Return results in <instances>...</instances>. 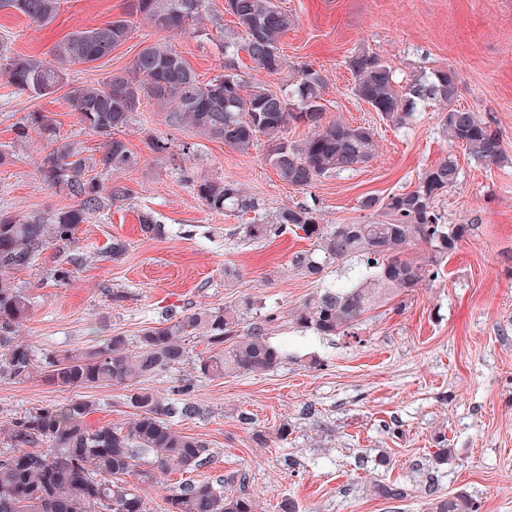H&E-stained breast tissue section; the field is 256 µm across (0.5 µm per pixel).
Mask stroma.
<instances>
[{
    "label": "stroma",
    "instance_id": "obj_1",
    "mask_svg": "<svg viewBox=\"0 0 512 512\" xmlns=\"http://www.w3.org/2000/svg\"><path fill=\"white\" fill-rule=\"evenodd\" d=\"M295 19L281 40L288 62L279 75L237 64L247 77L278 91L297 67L325 79L327 119L370 127L377 139L368 163L319 177L298 189L283 182L266 158L265 142L241 153L170 126L156 101L144 100L121 137L137 157L119 171L93 170L102 192L122 185L129 196L79 225L70 253L82 255L69 282L47 279L63 258L46 250L36 266L12 273L30 300L15 341L36 358L102 345L112 336L136 341L140 331L181 311L221 307L240 296L277 303L290 312L318 288L290 266L292 253L311 249L294 233L261 244L238 239V225L274 222L280 210L305 206L324 224L373 219L367 196L413 188L418 174L443 158L459 163L458 182L436 201L448 223L470 231L449 255L445 274L400 297L398 305L369 312L357 338L322 337L285 325L273 343L285 359L265 374L198 379L194 365L207 355L204 337L188 340L189 356L158 371L147 387L196 413L173 417L176 429L208 442L213 458L196 480L236 473L249 478L257 512H278L290 498L299 512H433L425 476L434 473L443 494L465 493L480 512H512V0H276ZM133 0H62L53 23L38 27L0 10V42L10 52L49 59L51 47L71 32L132 11ZM201 32L159 36L134 20L130 38L92 65L76 64L51 95H18L0 80V146L14 150L0 166V211L22 217L75 205V197L44 184L39 139L15 143L25 115L42 112L60 137L98 156L102 137L82 129L67 103L70 83H97L130 68L140 49L158 38L171 43L200 80L223 73L228 43L240 41L225 0H206ZM361 48L393 66L405 83L435 69L454 73L458 106L492 119L503 158L486 164L468 157L442 132L438 105H419L406 123L384 119L352 91L347 59ZM161 139L164 152L150 143ZM231 181L255 197L257 214L217 213L196 196L193 178ZM153 213L164 232L143 236L140 213ZM127 244L112 260L113 239ZM239 277L225 284V268ZM125 389L59 388L34 378L0 377V427L35 407L77 398L94 402L90 427H127L133 411ZM448 459L436 464L439 436ZM398 481L406 501L373 497L370 486Z\"/></svg>",
    "mask_w": 512,
    "mask_h": 512
}]
</instances>
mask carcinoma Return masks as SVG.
<instances>
[{"mask_svg": "<svg viewBox=\"0 0 512 512\" xmlns=\"http://www.w3.org/2000/svg\"><path fill=\"white\" fill-rule=\"evenodd\" d=\"M231 13L243 34L242 42L225 46V52H244L255 67L267 74L287 66L280 39L294 27L292 15L273 0H230ZM205 0H134L132 9L160 32L186 33L199 24ZM61 0H0V9L17 12L37 26L51 24ZM130 21L112 20L100 27L78 30L51 49L54 62L32 55H14L0 48V76L19 94L32 97L54 93L75 64L94 63L124 43ZM355 96L382 116L403 123L417 104L435 101L442 112L441 125L449 141L468 156L498 163L502 146L498 132L477 112L455 104L458 87L452 72L435 70L402 85L395 69L379 57L358 50L349 56ZM322 74L309 67L296 69L290 93L278 94L256 81H246L235 71L202 82L183 57L165 42L145 45L126 72L98 84L75 85L68 104L79 124L103 137L100 155L88 157L76 143L57 134L43 112H30L15 128L16 140L36 135L46 149L39 164L44 183L65 190L79 204L58 212L17 217L0 213V377L26 382L43 376L48 383L67 388L121 386L129 391L128 404L135 418L127 428L92 429L86 418L89 401L45 406L26 413L0 430L12 452L0 456V512H146L138 488L124 480L134 473L142 483L154 480L155 471L190 474L212 458L209 443L173 427L172 414L190 417L195 407L166 401L141 386L156 372L187 360V340L198 332L206 338L210 354L197 359L199 377L220 379L228 374H262L281 359L268 340L270 327L281 319L276 306L257 312L248 297L229 305L175 315L141 330L135 348L116 335L102 348L51 354L36 362L29 345L11 341L14 328L27 315L29 298L10 282V274L36 265L51 246L62 251L74 242L77 227L127 193L115 186L109 196L88 177L94 168L115 171L137 163L124 140L115 134L127 128L141 105L151 98L167 113L175 127L190 126L202 136L247 151L262 136L267 140L269 162L285 183L303 189L335 171L354 170L369 162L377 142L369 127L344 121L327 122L322 103ZM303 124L311 134L301 141L288 140V127ZM456 158L448 156L425 169L414 189L384 198L368 196L360 207L380 218L361 224H322L314 210L285 208L274 224H242L237 234L254 243L297 230L313 248L292 254L291 266L301 274L321 279L336 262L352 263V277L318 289L294 311L292 322L319 336L357 338L358 326L371 310L411 294L435 281L448 256L466 236L468 225L444 224L435 209L436 199L459 179ZM194 190L204 205L222 213L255 208L254 198L235 183L201 178ZM140 231L161 234L154 215H139ZM423 244L427 255L407 257L411 247ZM83 257L72 256L57 265L50 277L59 285L70 280ZM152 456V468L142 467ZM249 478L239 477V491L226 489L225 480H186L167 499V512H255L248 492ZM372 493L383 500L403 501L405 485L378 481ZM435 512H478L477 502L459 493L438 496Z\"/></svg>", "mask_w": 512, "mask_h": 512, "instance_id": "obj_1", "label": "carcinoma"}]
</instances>
